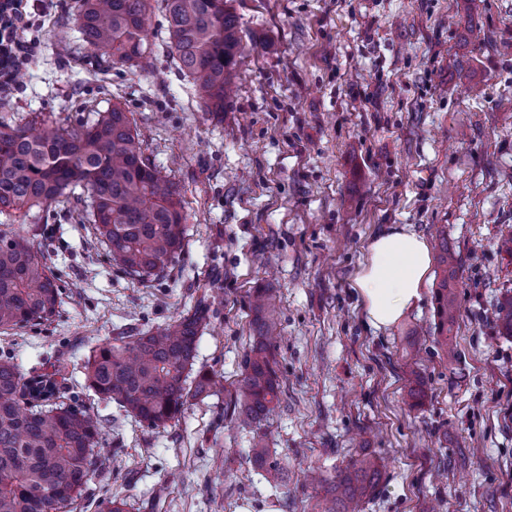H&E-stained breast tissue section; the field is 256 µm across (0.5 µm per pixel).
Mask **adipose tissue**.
Here are the masks:
<instances>
[{"label":"adipose tissue","mask_w":512,"mask_h":512,"mask_svg":"<svg viewBox=\"0 0 512 512\" xmlns=\"http://www.w3.org/2000/svg\"><path fill=\"white\" fill-rule=\"evenodd\" d=\"M431 263L425 238L406 228H389L369 242L368 259L351 286L373 328L395 325L421 301Z\"/></svg>","instance_id":"obj_1"}]
</instances>
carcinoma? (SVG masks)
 <instances>
[{
	"label": "carcinoma",
	"instance_id": "obj_1",
	"mask_svg": "<svg viewBox=\"0 0 512 512\" xmlns=\"http://www.w3.org/2000/svg\"><path fill=\"white\" fill-rule=\"evenodd\" d=\"M168 43L205 112H222L246 53L233 0H161ZM151 0H80L75 25L102 63L146 69L151 57L146 25ZM82 206L95 239L112 261L139 281L161 276L184 249L185 202L180 185L144 155L143 139L120 106L75 128L50 118L0 122V214L38 219L63 203ZM442 275L436 289L438 345L454 358L449 334L459 312L455 276L462 259L437 241ZM63 286L45 260L40 234L0 232V328L47 325L59 314ZM255 341L234 396L245 420L261 421L278 400L269 338L278 313L266 290L253 296ZM210 319L199 304L179 319L96 345L85 364L86 387L117 402L151 428L175 421L189 399L206 393L212 376L194 370L202 330ZM498 334L512 339V287L494 309ZM194 377V387L187 379ZM59 394L47 375L25 378L10 352L0 351V512H74L91 476L112 465L100 447L103 425L76 401ZM254 464L278 477L262 436ZM378 460L360 454L330 480L327 493L341 510L358 512L377 492Z\"/></svg>",
	"mask_w": 512,
	"mask_h": 512
}]
</instances>
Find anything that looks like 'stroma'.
Listing matches in <instances>:
<instances>
[{
  "label": "stroma",
  "instance_id": "obj_1",
  "mask_svg": "<svg viewBox=\"0 0 512 512\" xmlns=\"http://www.w3.org/2000/svg\"><path fill=\"white\" fill-rule=\"evenodd\" d=\"M77 0L26 11L35 45L0 119L34 112L71 126L119 105L145 154L179 183L186 245L157 278L125 275L92 227L56 210L39 225L66 282L60 315L0 333L24 374L62 365L67 395L98 414L112 470L94 476L77 512L108 499L130 512H324L309 471L334 477L361 452L381 480L362 512H512V340L490 319L512 258V0H236L244 43L223 113L201 112L152 10L153 63L96 71L76 27ZM458 68H449V60ZM399 224L462 258L454 358L436 339L435 283L403 319L374 330L350 286L366 246ZM273 291L281 394L260 426L233 414L250 348L251 297ZM210 309L197 366L217 389L178 421L152 429L86 387L83 364L102 340ZM418 370L425 398L405 383ZM263 434L282 473L250 459Z\"/></svg>",
  "mask_w": 512,
  "mask_h": 512
}]
</instances>
